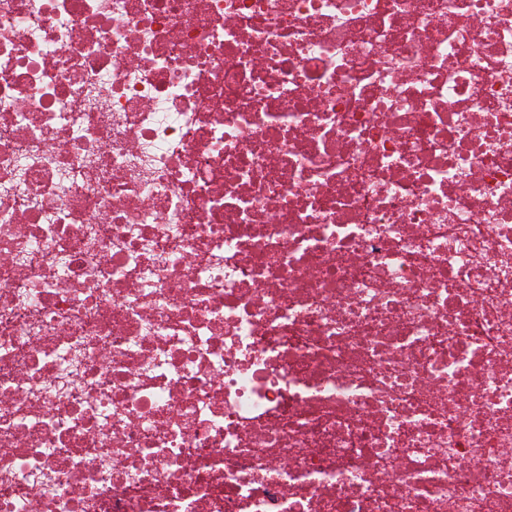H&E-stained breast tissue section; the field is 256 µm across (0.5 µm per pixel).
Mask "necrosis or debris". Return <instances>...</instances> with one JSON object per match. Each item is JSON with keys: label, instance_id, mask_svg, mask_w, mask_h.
<instances>
[{"label": "necrosis or debris", "instance_id": "1", "mask_svg": "<svg viewBox=\"0 0 512 512\" xmlns=\"http://www.w3.org/2000/svg\"><path fill=\"white\" fill-rule=\"evenodd\" d=\"M0 512H512V0H0Z\"/></svg>", "mask_w": 512, "mask_h": 512}]
</instances>
